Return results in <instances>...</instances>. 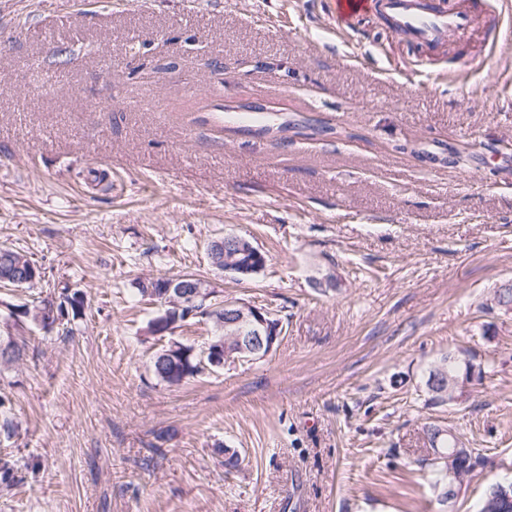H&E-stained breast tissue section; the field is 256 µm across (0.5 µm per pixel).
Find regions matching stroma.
I'll return each mask as SVG.
<instances>
[{
	"mask_svg": "<svg viewBox=\"0 0 512 512\" xmlns=\"http://www.w3.org/2000/svg\"><path fill=\"white\" fill-rule=\"evenodd\" d=\"M327 2L0 0V247L46 272L0 312L89 301L0 371V512H476L512 477V7L453 0L471 28L424 47ZM227 234L259 274L210 265ZM185 273L279 318L272 352L156 377L136 283ZM461 350L482 380L432 405ZM431 422L485 457L444 509ZM246 239L248 240V242H250V244H253L251 240H249L248 238H246ZM255 250H257L261 254V257L259 259H258V253ZM231 254L232 255H230L229 258L225 257V263H227L228 266L226 268L224 267V274H230L232 276H236V274H239V273L248 274L250 272L245 271L242 268H244L246 270H249L250 268L255 267V265L258 262H263L264 266H265V262H266V258L265 257L266 256L255 245H254V247H252V246L251 247H247V244H245L243 246V248L240 250V254L238 256H237V253H231ZM235 257L238 259L239 269H242V270H238L236 267L232 266V263L234 262ZM264 266H263V268H264ZM257 273H251V274H248V275H242L241 276L242 278L239 279L238 281L249 279L253 275L257 274ZM460 359L456 356L451 357L448 362V356H444L440 359L439 363L435 365L432 369L429 370L428 376L425 380V387L428 390V394H430V400L434 404L446 405L448 402L440 401V396L436 395L433 391H435V384L438 382L443 384V387H447L448 393L453 390V387L460 386V394L455 395L454 403L460 404L467 401L470 395V384L476 380L477 372L476 368L471 369L470 379L468 382L467 378L464 381L454 380L448 385V377L450 378H461L463 379V374L468 370V368L460 365L458 366L456 363H452L454 361H459Z\"/></svg>",
	"mask_w": 512,
	"mask_h": 512,
	"instance_id": "1",
	"label": "stroma"
}]
</instances>
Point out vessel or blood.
<instances>
[{"mask_svg":"<svg viewBox=\"0 0 512 512\" xmlns=\"http://www.w3.org/2000/svg\"><path fill=\"white\" fill-rule=\"evenodd\" d=\"M386 13L395 32L416 45L436 46L470 27V15L443 7L439 0H331L329 14L339 25H350L370 13Z\"/></svg>","mask_w":512,"mask_h":512,"instance_id":"vessel-or-blood-1","label":"vessel or blood"}]
</instances>
